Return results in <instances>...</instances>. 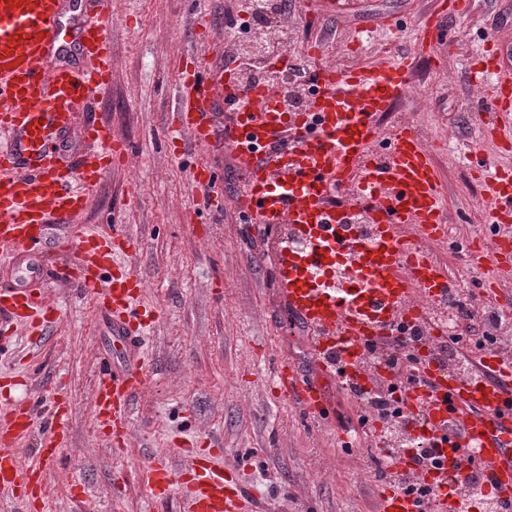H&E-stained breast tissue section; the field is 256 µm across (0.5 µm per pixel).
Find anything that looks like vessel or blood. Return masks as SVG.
Listing matches in <instances>:
<instances>
[{
  "label": "vessel or blood",
  "mask_w": 512,
  "mask_h": 512,
  "mask_svg": "<svg viewBox=\"0 0 512 512\" xmlns=\"http://www.w3.org/2000/svg\"><path fill=\"white\" fill-rule=\"evenodd\" d=\"M0 0V130L13 139L0 149V264L26 267L27 276L0 281V330L21 325L35 335L53 320L40 281L43 227L76 223L90 195L112 167L110 131L91 124L83 135L95 150L57 167V134L70 131L75 113L112 79L108 15L112 0ZM83 57L73 65L71 54ZM478 89H491L492 111L476 114L491 138L512 114V79L501 76L498 57L487 54L462 72ZM407 88V69L383 63L375 70L319 66L309 106L289 112L270 85L243 89L233 64L207 74L202 59L179 85L169 124L172 140L197 150L223 140L245 176L238 206L280 232L272 242L281 295L311 331L315 376L280 362L274 373L283 397L308 415L323 417L328 385L372 394L395 388L403 403V429L423 447L441 452L449 466L427 473L436 490L432 512H458L453 468L473 457L485 479L472 494L512 504V356L483 350L462 376L442 362L422 336L426 352L418 382L400 383L388 364L367 367L368 349H391L401 321L421 324L417 297L447 301L458 288L423 244L446 238L445 197L433 150L409 126L380 136V116ZM493 224L512 222V167L485 178ZM375 227L365 236L361 227ZM123 225L111 232L81 230L74 257L56 274L99 296V308L120 343L124 366L100 368L92 391L97 416L115 440L128 429L131 398L147 384L141 348L149 325L135 308L142 286L117 255L136 249ZM472 265L512 267V239L492 254L469 252ZM35 408L0 409V492L27 502L41 468L21 466L17 441L33 426ZM67 442L65 412L54 405L46 419L42 453L59 456ZM189 474L175 478L164 461L151 469L153 497L179 498L185 512H254L239 479L211 459L192 456ZM380 512H418L412 497L390 485L380 492Z\"/></svg>",
  "instance_id": "vessel-or-blood-1"
}]
</instances>
